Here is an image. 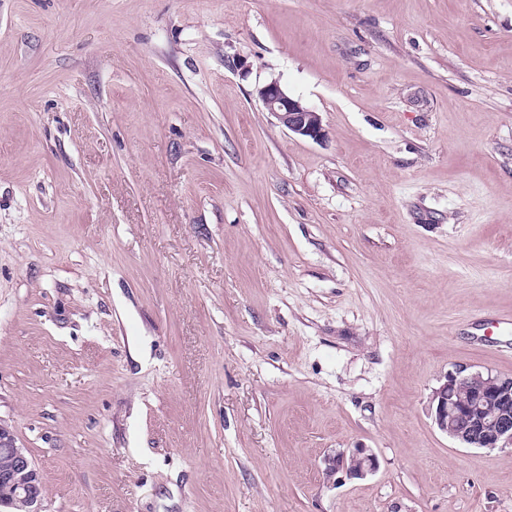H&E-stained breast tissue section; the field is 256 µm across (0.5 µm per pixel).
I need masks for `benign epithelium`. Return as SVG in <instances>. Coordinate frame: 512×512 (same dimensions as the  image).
I'll list each match as a JSON object with an SVG mask.
<instances>
[{"label": "benign epithelium", "instance_id": "1", "mask_svg": "<svg viewBox=\"0 0 512 512\" xmlns=\"http://www.w3.org/2000/svg\"><path fill=\"white\" fill-rule=\"evenodd\" d=\"M267 111L276 116L288 131L313 141L325 137L319 113L288 95L272 81L257 89ZM469 386L468 397L457 395L461 384ZM496 408L491 416L482 406ZM431 415L438 429L462 444L474 448L512 447V375L491 371H470L460 367L446 376V382L434 392ZM0 508L7 512H42V478L25 448L17 444L14 430L0 422ZM325 473H339L349 479H363L377 469L378 461L369 448L338 450L325 458Z\"/></svg>", "mask_w": 512, "mask_h": 512}]
</instances>
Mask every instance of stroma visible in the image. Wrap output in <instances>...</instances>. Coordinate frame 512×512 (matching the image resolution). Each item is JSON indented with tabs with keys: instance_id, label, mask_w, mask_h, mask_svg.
Listing matches in <instances>:
<instances>
[{
	"instance_id": "obj_1",
	"label": "stroma",
	"mask_w": 512,
	"mask_h": 512,
	"mask_svg": "<svg viewBox=\"0 0 512 512\" xmlns=\"http://www.w3.org/2000/svg\"><path fill=\"white\" fill-rule=\"evenodd\" d=\"M459 367L512 375V0H0V421L43 512H512V450L433 422ZM257 95L268 112L276 116L288 131L313 141L325 137L319 112L304 106L300 100L288 95L277 81L257 89ZM325 473L333 477L339 473L349 479H363L376 471L378 461L369 448H351L336 450L325 458Z\"/></svg>"
}]
</instances>
